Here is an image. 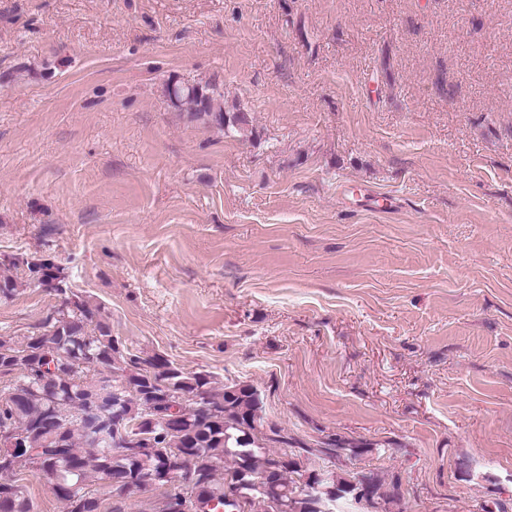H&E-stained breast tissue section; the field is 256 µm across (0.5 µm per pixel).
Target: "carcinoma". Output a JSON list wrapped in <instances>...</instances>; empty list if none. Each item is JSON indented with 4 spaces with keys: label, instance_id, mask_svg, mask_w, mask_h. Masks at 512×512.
I'll return each mask as SVG.
<instances>
[{
    "label": "carcinoma",
    "instance_id": "1",
    "mask_svg": "<svg viewBox=\"0 0 512 512\" xmlns=\"http://www.w3.org/2000/svg\"><path fill=\"white\" fill-rule=\"evenodd\" d=\"M168 99L188 120L242 136L250 133L245 112L224 109L212 83L166 84ZM28 282L43 274L64 283L51 262L24 261ZM63 307L42 330L16 342L0 336V512H33L22 475L45 472L66 512H103L94 483L111 492L167 487L163 512L183 495L199 503L195 512H245L263 503L270 512H326L328 502L348 500L366 509L400 499L399 484L387 486L372 473L310 466L341 452L356 453L350 442L329 438L307 448L276 426H264L263 405L247 382L214 391L213 379L186 372L161 355L143 358L129 350L101 307L67 289ZM205 399L198 408L194 397ZM123 421L137 457L115 444L114 426ZM181 457L178 476L162 478L167 459ZM187 481L178 483L177 477Z\"/></svg>",
    "mask_w": 512,
    "mask_h": 512
}]
</instances>
